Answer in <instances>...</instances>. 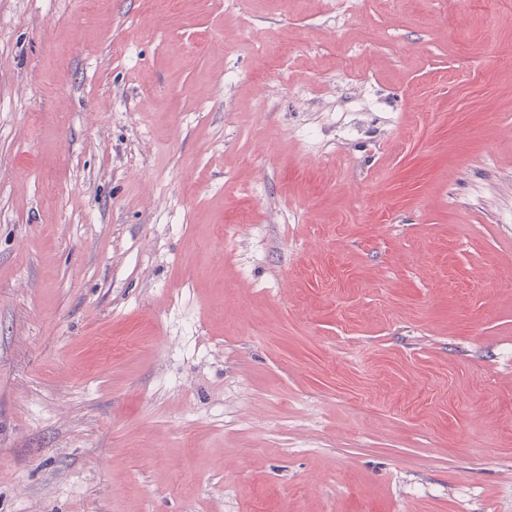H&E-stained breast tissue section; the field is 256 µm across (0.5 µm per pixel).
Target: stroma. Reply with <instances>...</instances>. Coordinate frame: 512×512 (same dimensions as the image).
Returning a JSON list of instances; mask_svg holds the SVG:
<instances>
[{
  "mask_svg": "<svg viewBox=\"0 0 512 512\" xmlns=\"http://www.w3.org/2000/svg\"><path fill=\"white\" fill-rule=\"evenodd\" d=\"M0 512H512V0H0Z\"/></svg>",
  "mask_w": 512,
  "mask_h": 512,
  "instance_id": "stroma-1",
  "label": "stroma"
}]
</instances>
